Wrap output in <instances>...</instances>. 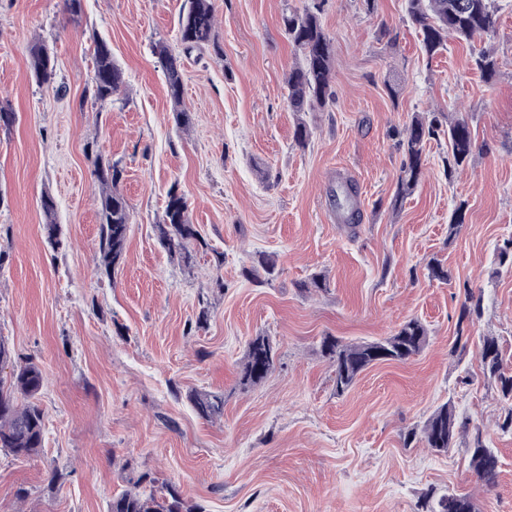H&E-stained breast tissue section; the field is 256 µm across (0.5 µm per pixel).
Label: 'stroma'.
Wrapping results in <instances>:
<instances>
[{"label": "stroma", "mask_w": 512, "mask_h": 512, "mask_svg": "<svg viewBox=\"0 0 512 512\" xmlns=\"http://www.w3.org/2000/svg\"><path fill=\"white\" fill-rule=\"evenodd\" d=\"M212 3L215 42L188 52L185 0H83L76 22L62 0H0V101L14 112L0 128V335L16 362L41 367L46 426L39 455L0 452V512H107L145 472L205 512H417L431 488L472 493L478 512H512V432L498 427L506 403L478 360L481 337L494 336L512 370V265L497 252L512 236V0H499L487 41L499 61L490 80L464 43L426 59L404 0H377L371 12L364 0H327L336 100L301 118L286 100L297 54L281 16L304 0ZM99 37L127 79L122 100L103 109L88 91ZM37 39L57 60L49 87L30 75L26 48ZM158 42L181 57L189 130L174 121ZM417 113L466 115L475 154L451 176L446 137L429 141L421 183L396 205V131ZM90 143L120 163L132 208L110 277L95 262ZM348 182L353 228L336 205ZM174 183L206 242L188 263L157 229ZM46 193L59 247L44 232ZM260 252L278 273L258 286L245 271ZM434 260L446 279L431 277ZM317 272L326 290H302ZM468 288L482 311L457 352ZM412 318L429 330L424 351L378 363L337 393L321 338L378 340ZM259 335L274 365L245 387L241 364ZM191 390L222 395L223 417L200 418ZM446 402L495 448L493 488L476 481L466 440L441 454L405 444Z\"/></svg>", "instance_id": "obj_1"}]
</instances>
